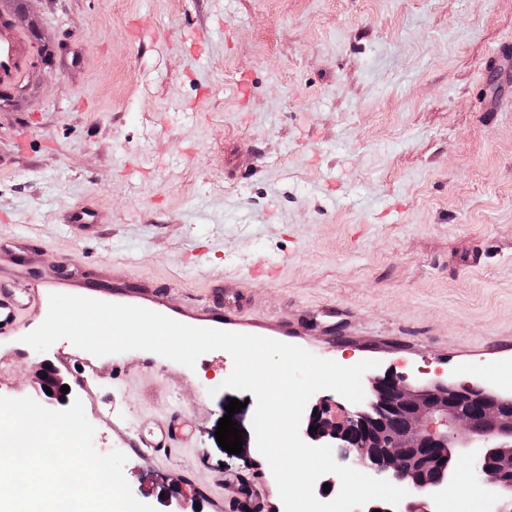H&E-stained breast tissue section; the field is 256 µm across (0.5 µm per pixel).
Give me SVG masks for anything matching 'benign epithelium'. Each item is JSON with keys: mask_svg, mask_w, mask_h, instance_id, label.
<instances>
[{"mask_svg": "<svg viewBox=\"0 0 512 512\" xmlns=\"http://www.w3.org/2000/svg\"><path fill=\"white\" fill-rule=\"evenodd\" d=\"M36 371L40 395L50 403L70 401L72 391L61 392L66 381L56 367L42 361ZM369 384L368 409L348 411L326 399L304 427L309 440L334 442L346 465L408 491L395 506L372 500L354 512H432L428 502L448 495L446 458L453 448L468 450L469 482L483 500L499 495L501 506L492 512H512L511 397L470 381L416 386L393 373ZM313 426L317 431H309Z\"/></svg>", "mask_w": 512, "mask_h": 512, "instance_id": "benign-epithelium-1", "label": "benign epithelium"}]
</instances>
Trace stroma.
Returning a JSON list of instances; mask_svg holds the SVG:
<instances>
[{
	"label": "stroma",
	"mask_w": 512,
	"mask_h": 512,
	"mask_svg": "<svg viewBox=\"0 0 512 512\" xmlns=\"http://www.w3.org/2000/svg\"><path fill=\"white\" fill-rule=\"evenodd\" d=\"M0 18L29 54L0 83V272L38 289L0 339V396L36 397L51 362L99 451L186 415L188 443L129 454L136 499L235 512L254 482L283 508L255 406L222 386L229 353H39L22 337L50 294L512 395V80L494 59L512 0H0ZM80 208L95 240L64 222ZM233 397L238 454L215 437Z\"/></svg>",
	"instance_id": "1"
}]
</instances>
